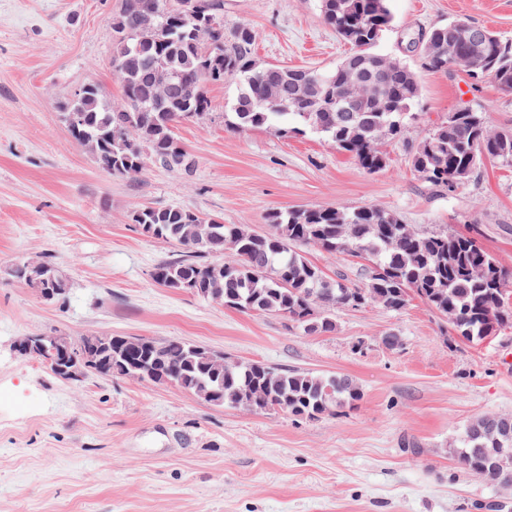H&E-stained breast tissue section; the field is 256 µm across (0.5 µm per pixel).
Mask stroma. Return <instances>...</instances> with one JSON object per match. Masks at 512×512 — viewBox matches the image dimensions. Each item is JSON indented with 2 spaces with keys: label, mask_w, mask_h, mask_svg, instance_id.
Wrapping results in <instances>:
<instances>
[{
  "label": "stroma",
  "mask_w": 512,
  "mask_h": 512,
  "mask_svg": "<svg viewBox=\"0 0 512 512\" xmlns=\"http://www.w3.org/2000/svg\"><path fill=\"white\" fill-rule=\"evenodd\" d=\"M122 0H0V512H484L500 493L463 471L451 443L474 418L512 415V328L466 342L420 299L397 312L340 308L309 334L287 318L227 309L157 284L174 245L129 221L178 206L268 231L270 213L376 205L415 228L470 233L512 267V167L487 161L455 191L412 169L415 140L386 144L364 171L311 131L224 124L233 81L206 85L212 116L175 138L189 168L151 162L109 175L71 136L59 103L83 85L119 102L105 29ZM374 53L418 66L409 42L455 18L512 39V0H390ZM224 21L255 30L263 64L331 69L349 47L320 0H224ZM422 124L469 108L512 128V93L462 72L421 75ZM52 254L70 280L41 300L12 275ZM329 277L363 285L367 261L306 247ZM180 338L235 360L347 376L362 398L315 420L214 406L170 384L88 375L67 383L15 353L17 337ZM399 336L391 349L387 335Z\"/></svg>",
  "instance_id": "obj_1"
}]
</instances>
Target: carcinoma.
Masks as SVG:
<instances>
[{
	"mask_svg": "<svg viewBox=\"0 0 512 512\" xmlns=\"http://www.w3.org/2000/svg\"><path fill=\"white\" fill-rule=\"evenodd\" d=\"M155 2L141 0L138 17L122 7L107 24L112 69L123 84L122 102L114 105L98 87L86 85L79 96L59 103L64 115L75 110L83 114L82 125L70 132L112 176L140 175L147 151L168 168L188 167L173 128L188 114H207L211 109L205 84L196 78L199 69L210 70L212 82L237 83V95L224 113L229 128L264 127L285 134L291 127L308 129L348 153L368 173L387 167L382 145L407 138L418 120L417 72L389 57L383 63L370 58L378 33L392 22L387 0H320L325 23L359 60L330 71L308 69L315 87L301 95L309 104L290 100L284 111L272 109L264 100L259 74L267 65L254 58L255 32L247 23H224V0H169L171 7L164 15L155 13ZM145 22L158 27L155 39L140 35ZM473 26L467 19H455L430 29L422 44L421 67L441 72L451 57L454 68L468 76L475 73L480 80L489 78L511 93L512 42L488 28L483 29L485 40L477 42L471 35ZM154 68L172 76L173 92L152 94L143 75ZM485 159L512 166V129H493L483 113L470 109L450 112L445 120L422 129L411 165L425 182L451 192ZM131 220L148 236L179 248L176 257L155 267L154 278L163 287L202 296L206 280L219 275L225 307L286 316L308 333L334 330L339 307L377 304L398 311L414 296L468 342H482L512 328V306L507 304L511 269L470 235L448 230L423 233L376 206L273 212L265 234L177 206L140 208ZM207 224L218 226L224 239L234 242L233 264L221 260L218 243H200ZM304 246L336 257H365L374 266L363 285L351 286L343 275L326 276L303 254ZM158 347L150 357L140 349L133 351L151 367L153 382L172 383L203 397L211 391L225 404L249 409L256 395L262 398L264 412L314 420L361 398L359 388L345 376L241 361L230 362L217 373L190 342L173 338ZM498 419L485 414L454 441L453 452L464 471L473 475L487 463L482 449L512 447V439L487 429L486 424Z\"/></svg>",
	"mask_w": 512,
	"mask_h": 512,
	"instance_id": "1",
	"label": "carcinoma"
}]
</instances>
